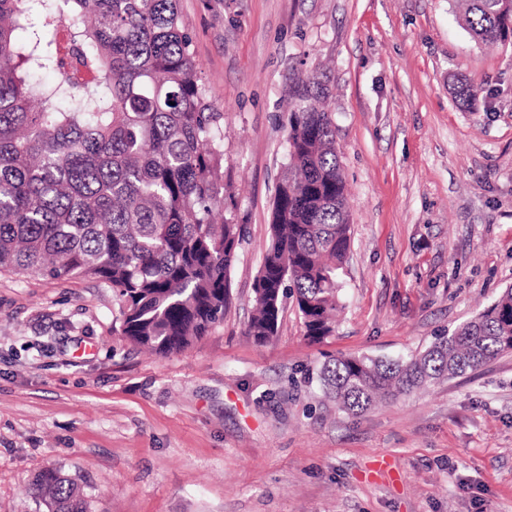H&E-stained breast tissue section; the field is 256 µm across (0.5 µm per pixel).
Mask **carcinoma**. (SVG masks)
I'll use <instances>...</instances> for the list:
<instances>
[{
  "label": "carcinoma",
  "mask_w": 512,
  "mask_h": 512,
  "mask_svg": "<svg viewBox=\"0 0 512 512\" xmlns=\"http://www.w3.org/2000/svg\"><path fill=\"white\" fill-rule=\"evenodd\" d=\"M478 45L512 42L508 0H461ZM178 0H0V272L93 278L112 289L116 332L166 356L224 320L244 225L224 203L223 113L198 83ZM54 77L51 83L38 79ZM455 99L477 91L456 78ZM327 88L297 82L288 162L245 333L277 335L293 299L307 339L335 331L351 247L347 184ZM512 352V288L424 352L332 356L326 398L359 415ZM47 512H86L48 469Z\"/></svg>",
  "instance_id": "cac0c4a2"
}]
</instances>
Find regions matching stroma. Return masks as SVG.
I'll return each mask as SVG.
<instances>
[{"label":"stroma","mask_w":512,"mask_h":512,"mask_svg":"<svg viewBox=\"0 0 512 512\" xmlns=\"http://www.w3.org/2000/svg\"><path fill=\"white\" fill-rule=\"evenodd\" d=\"M179 9L247 227L233 304L162 357L114 333L96 281L0 273V512H46L49 468L88 512H512V352L358 416L316 378L331 356L423 351L512 286V47L477 48L455 0ZM302 74L330 91L350 192L345 310L312 344L287 304L258 345L244 328Z\"/></svg>","instance_id":"35a3bbf8"}]
</instances>
